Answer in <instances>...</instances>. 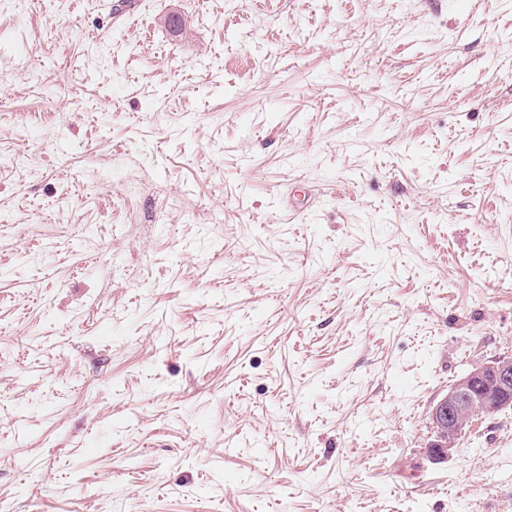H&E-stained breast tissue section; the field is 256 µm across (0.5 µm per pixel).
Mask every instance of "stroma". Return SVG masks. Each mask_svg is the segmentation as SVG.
<instances>
[{
    "label": "stroma",
    "instance_id": "obj_1",
    "mask_svg": "<svg viewBox=\"0 0 512 512\" xmlns=\"http://www.w3.org/2000/svg\"><path fill=\"white\" fill-rule=\"evenodd\" d=\"M508 354L512 0H0V512H512ZM512 410V355H503L476 367L456 380L433 406L430 419L434 439L433 461L447 458L471 420Z\"/></svg>",
    "mask_w": 512,
    "mask_h": 512
}]
</instances>
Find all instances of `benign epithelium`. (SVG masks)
Returning <instances> with one entry per match:
<instances>
[{
  "label": "benign epithelium",
  "instance_id": "1",
  "mask_svg": "<svg viewBox=\"0 0 512 512\" xmlns=\"http://www.w3.org/2000/svg\"><path fill=\"white\" fill-rule=\"evenodd\" d=\"M512 410V355L476 367L456 380L433 406L430 419L434 439L429 457L447 458L471 420Z\"/></svg>",
  "mask_w": 512,
  "mask_h": 512
}]
</instances>
